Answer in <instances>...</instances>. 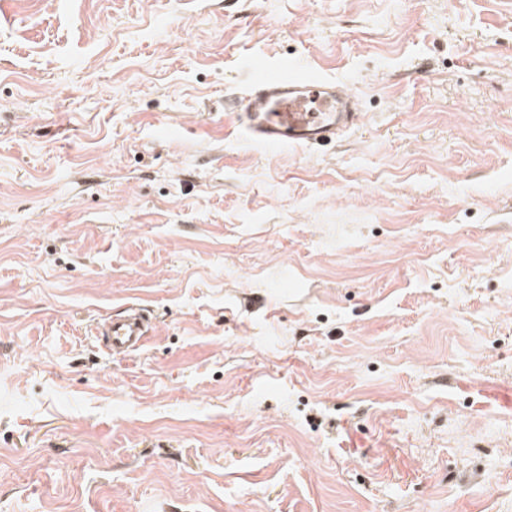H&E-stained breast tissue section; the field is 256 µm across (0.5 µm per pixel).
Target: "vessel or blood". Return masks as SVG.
Returning <instances> with one entry per match:
<instances>
[{
    "label": "vessel or blood",
    "instance_id": "vessel-or-blood-1",
    "mask_svg": "<svg viewBox=\"0 0 512 512\" xmlns=\"http://www.w3.org/2000/svg\"><path fill=\"white\" fill-rule=\"evenodd\" d=\"M235 111L237 131L266 148L320 149L343 142L365 123L356 98L336 82L300 63L266 64L245 86ZM154 327L151 313L128 306L96 327L110 353L142 347Z\"/></svg>",
    "mask_w": 512,
    "mask_h": 512
}]
</instances>
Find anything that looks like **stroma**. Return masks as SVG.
Masks as SVG:
<instances>
[{
    "label": "stroma",
    "mask_w": 512,
    "mask_h": 512,
    "mask_svg": "<svg viewBox=\"0 0 512 512\" xmlns=\"http://www.w3.org/2000/svg\"><path fill=\"white\" fill-rule=\"evenodd\" d=\"M0 512H512V0H0ZM241 102L237 131L266 148L336 146L365 123L352 94L301 63L263 65ZM154 322L148 309L130 305L114 317L106 318L96 326L108 351L115 355L130 354L143 346L153 330Z\"/></svg>",
    "instance_id": "obj_1"
}]
</instances>
